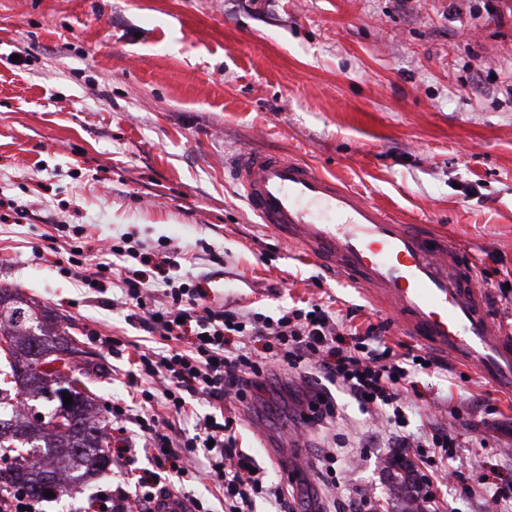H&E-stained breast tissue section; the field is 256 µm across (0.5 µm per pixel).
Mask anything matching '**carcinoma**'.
<instances>
[{
  "label": "carcinoma",
  "mask_w": 512,
  "mask_h": 512,
  "mask_svg": "<svg viewBox=\"0 0 512 512\" xmlns=\"http://www.w3.org/2000/svg\"><path fill=\"white\" fill-rule=\"evenodd\" d=\"M0 335L9 338L8 351L0 357V407L8 398L22 399L29 407L30 398L57 399L58 405L47 415V422L32 424L0 418V454L12 461L0 470V483L26 490L32 497L45 498L77 485L87 477L106 470L111 464L110 443L105 426L94 408L88 386L78 389L61 378L47 384V373L22 375L21 366L45 363L62 356H80L77 341L69 326L51 316L48 310L26 300L17 288H0ZM78 375L85 380L106 378L96 363L84 359ZM72 396L64 406L63 394ZM72 421L70 430L58 433L50 428V419L58 414Z\"/></svg>",
  "instance_id": "obj_1"
}]
</instances>
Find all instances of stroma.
<instances>
[{
	"label": "stroma",
	"instance_id": "1",
	"mask_svg": "<svg viewBox=\"0 0 512 512\" xmlns=\"http://www.w3.org/2000/svg\"><path fill=\"white\" fill-rule=\"evenodd\" d=\"M22 64H14L13 56ZM245 148L302 159L405 224L447 235L493 283L512 333V0H0V195L27 212L0 223V285L72 326L108 372L104 413L128 399L137 351L164 341L66 274L46 240L85 228L197 254L218 305L276 316L334 300L365 326L389 319L362 292L250 211L231 162ZM120 338V351L108 345ZM419 374L408 433L429 437L433 404L469 484L512 471V395L456 360ZM240 409L242 442L272 482L301 498H368L404 512L386 460L398 442L340 389L335 423H306L322 384ZM132 463L40 512H94L99 491H133L153 452L127 424ZM335 453V477L321 470Z\"/></svg>",
	"mask_w": 512,
	"mask_h": 512
}]
</instances>
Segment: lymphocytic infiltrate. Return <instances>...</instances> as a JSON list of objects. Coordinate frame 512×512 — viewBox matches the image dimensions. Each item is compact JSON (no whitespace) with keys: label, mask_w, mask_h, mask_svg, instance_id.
<instances>
[{"label":"lymphocytic infiltrate","mask_w":512,"mask_h":512,"mask_svg":"<svg viewBox=\"0 0 512 512\" xmlns=\"http://www.w3.org/2000/svg\"><path fill=\"white\" fill-rule=\"evenodd\" d=\"M99 259L89 262L84 245H71L67 263L78 283L92 287L115 279L119 304L149 334L175 341L167 353H140L134 363L142 403L152 410L135 423L152 445L156 470L140 474L136 496L142 512H152L160 470L189 473L192 459L205 460L203 473L224 492V512H253L257 495L269 498L273 512H295L282 489H269L253 458L239 443L235 417L224 405L248 404L257 391L278 389L282 370L315 372L346 390L363 408L381 411L380 425L393 431L418 397L416 372L436 367L437 358L395 352L385 320L355 326L351 315L313 303L277 317L242 313L209 304L208 280L156 277L148 248L120 237L100 243ZM209 407L196 417L195 400ZM195 419L194 434L175 433L176 421ZM455 439L440 430L428 440L409 442L421 463L440 464L457 487L465 480L453 465Z\"/></svg>","instance_id":"obj_1"}]
</instances>
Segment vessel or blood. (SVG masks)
<instances>
[{"label": "vessel or blood", "mask_w": 512, "mask_h": 512, "mask_svg": "<svg viewBox=\"0 0 512 512\" xmlns=\"http://www.w3.org/2000/svg\"><path fill=\"white\" fill-rule=\"evenodd\" d=\"M234 173L268 230L390 306L406 335L512 390V337L489 317L471 264L446 241L398 223L298 158L245 148Z\"/></svg>", "instance_id": "1"}]
</instances>
